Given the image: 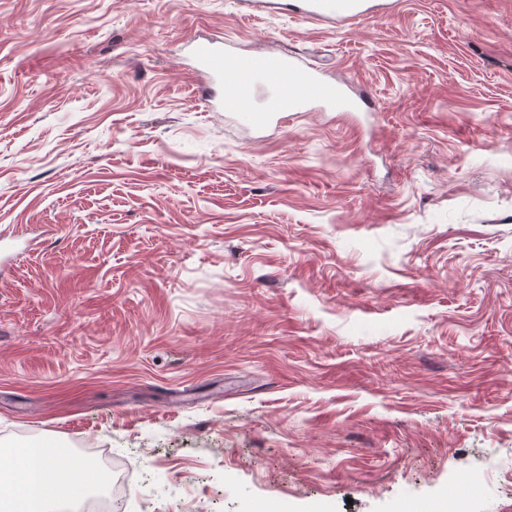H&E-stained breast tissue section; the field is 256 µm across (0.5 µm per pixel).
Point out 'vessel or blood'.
Here are the masks:
<instances>
[{
	"label": "vessel or blood",
	"mask_w": 512,
	"mask_h": 512,
	"mask_svg": "<svg viewBox=\"0 0 512 512\" xmlns=\"http://www.w3.org/2000/svg\"><path fill=\"white\" fill-rule=\"evenodd\" d=\"M401 0H296L293 11L303 21L344 27L356 21L399 12ZM194 93L205 105L228 113L248 112L253 128L280 124L302 104L320 105L332 112H354L357 102L346 86L325 77L292 52L253 55L234 50L231 43L207 40L194 43ZM275 85L276 97L266 110L249 111L258 83Z\"/></svg>",
	"instance_id": "b4317fda"
}]
</instances>
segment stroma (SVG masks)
Listing matches in <instances>:
<instances>
[{
	"mask_svg": "<svg viewBox=\"0 0 512 512\" xmlns=\"http://www.w3.org/2000/svg\"><path fill=\"white\" fill-rule=\"evenodd\" d=\"M225 38L377 109L208 111ZM39 437L105 512H512V0H0V450ZM293 12L302 21L345 27L367 18L399 12L400 0H294Z\"/></svg>",
	"mask_w": 512,
	"mask_h": 512,
	"instance_id": "stroma-1",
	"label": "stroma"
}]
</instances>
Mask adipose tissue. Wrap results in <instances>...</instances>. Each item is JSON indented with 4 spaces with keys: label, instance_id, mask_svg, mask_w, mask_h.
I'll list each match as a JSON object with an SVG mask.
<instances>
[{
    "label": "adipose tissue",
    "instance_id": "obj_1",
    "mask_svg": "<svg viewBox=\"0 0 512 512\" xmlns=\"http://www.w3.org/2000/svg\"><path fill=\"white\" fill-rule=\"evenodd\" d=\"M60 456L52 440L45 439L0 459V512H53L59 497L50 493L49 487L63 474L69 479L72 498L109 486L107 472L98 471L94 479H87L81 458H70L64 466Z\"/></svg>",
    "mask_w": 512,
    "mask_h": 512
}]
</instances>
